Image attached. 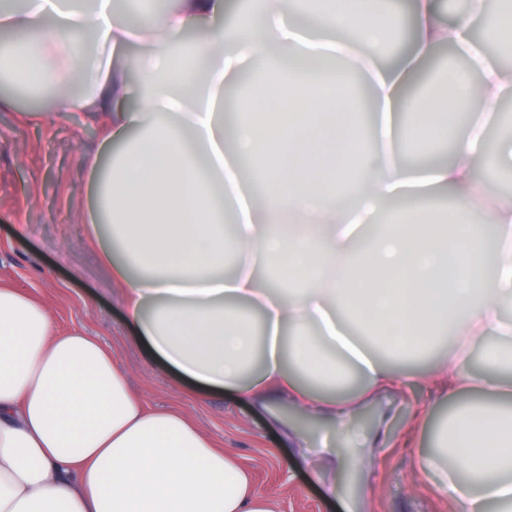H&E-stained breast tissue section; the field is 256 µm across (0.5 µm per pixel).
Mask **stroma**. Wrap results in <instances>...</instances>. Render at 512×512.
Listing matches in <instances>:
<instances>
[{"label": "stroma", "mask_w": 512, "mask_h": 512, "mask_svg": "<svg viewBox=\"0 0 512 512\" xmlns=\"http://www.w3.org/2000/svg\"><path fill=\"white\" fill-rule=\"evenodd\" d=\"M37 120H29V113ZM100 150L98 122L55 111L51 99H13L0 110V286L46 306L58 330L74 327L111 346L132 390L151 409L184 413L214 447L251 473L256 496L275 512H451L432 479L415 472L418 449L453 400L427 376L452 352L441 344L414 363L405 392H382L360 405L356 426L383 423L388 448L376 452L372 483L349 465L354 455L323 420L288 401L259 404L232 390L199 393L166 368L125 321V286L93 243L88 220L90 161ZM342 482V498L329 495Z\"/></svg>", "instance_id": "obj_1"}]
</instances>
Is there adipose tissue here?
<instances>
[{
    "label": "adipose tissue",
    "instance_id": "obj_1",
    "mask_svg": "<svg viewBox=\"0 0 512 512\" xmlns=\"http://www.w3.org/2000/svg\"><path fill=\"white\" fill-rule=\"evenodd\" d=\"M295 0H256L232 26L224 0H179L137 29L116 23L112 0H40L0 13V59L60 112L101 116L106 166H92L88 216L95 244L126 285L127 323L169 368L206 389L264 404L288 398L346 430L368 395L406 387L375 342L420 354L452 335L449 394H469L438 425L420 472L454 512L512 503V408L497 396L512 379L471 371V344L512 338L500 300L512 297V198L477 204V171H512L486 133L512 95V68L482 49L512 40V0H469L442 23L435 0H411L410 51L390 57L380 0H330L325 20L298 24ZM195 32L193 49L184 36ZM148 44L130 66L119 45ZM472 77L440 72L416 95L414 73L440 45ZM195 60L193 91L179 75ZM339 60L366 93L376 140L358 147L349 87L308 88L293 121L266 133L302 83L299 71L269 95L226 110L224 93L253 64ZM138 76L144 102L129 106ZM471 103L463 133L448 114ZM451 139L448 157L404 161L398 133ZM265 151L257 200L240 159ZM362 166L366 191L342 190ZM452 195L439 214L425 200ZM400 200L371 251L359 242L389 201ZM235 257L224 259V224ZM454 458L456 468L445 465ZM0 512H269L236 459L183 414L151 410L128 387L111 348L81 330L58 331L48 309L0 287Z\"/></svg>",
    "mask_w": 512,
    "mask_h": 512
}]
</instances>
